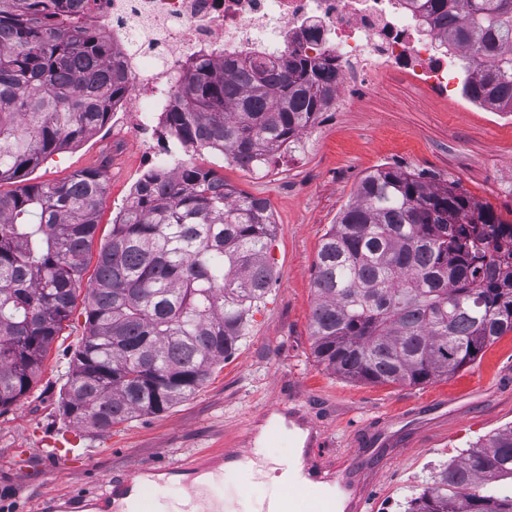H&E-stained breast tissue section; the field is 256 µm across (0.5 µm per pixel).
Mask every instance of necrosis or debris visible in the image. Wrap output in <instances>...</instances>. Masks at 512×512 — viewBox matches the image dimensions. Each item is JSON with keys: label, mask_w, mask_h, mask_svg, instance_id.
Wrapping results in <instances>:
<instances>
[{"label": "necrosis or debris", "mask_w": 512, "mask_h": 512, "mask_svg": "<svg viewBox=\"0 0 512 512\" xmlns=\"http://www.w3.org/2000/svg\"><path fill=\"white\" fill-rule=\"evenodd\" d=\"M78 21L123 61L132 102L118 122L155 155L169 100L204 58H319L336 69L325 107L343 110L378 76L450 93L462 50L441 46L417 0H79Z\"/></svg>", "instance_id": "necrosis-or-debris-1"}]
</instances>
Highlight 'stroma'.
Here are the masks:
<instances>
[{
    "instance_id": "1",
    "label": "stroma",
    "mask_w": 512,
    "mask_h": 512,
    "mask_svg": "<svg viewBox=\"0 0 512 512\" xmlns=\"http://www.w3.org/2000/svg\"><path fill=\"white\" fill-rule=\"evenodd\" d=\"M306 135L303 154L279 157L261 177L206 150L187 156L238 190L267 199L275 225L270 261L276 280L231 356L163 413L104 432L79 430L62 414L63 385L86 328L83 307L75 305L37 384L0 414V512H37L48 490L97 488L135 467L233 447L256 411L275 405L283 392L294 395L337 450H361L383 463L377 512H404L434 469L512 425V333L454 375L420 386L343 379L315 359L310 336L321 239L354 202L365 175L393 167L423 174L438 187L455 181L512 224V117L465 110L454 98L392 78L345 111L320 113ZM151 168L134 134L111 119L23 176L0 182V191L103 170L106 193L94 239L100 245ZM73 435L86 456H51L54 442ZM211 491L231 512H255L284 493L269 475L247 481L233 472Z\"/></svg>"
}]
</instances>
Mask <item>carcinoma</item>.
<instances>
[{
    "label": "carcinoma",
    "instance_id": "carcinoma-1",
    "mask_svg": "<svg viewBox=\"0 0 512 512\" xmlns=\"http://www.w3.org/2000/svg\"><path fill=\"white\" fill-rule=\"evenodd\" d=\"M456 24L448 25L453 6ZM76 0H0V182L100 129L129 96L104 35L69 21ZM441 42L469 53L466 95L512 99V0H422ZM336 84L322 60L198 63L174 97L181 147L267 167ZM106 174L0 194V414L33 387L85 288L86 335L63 415L107 430L195 392L244 334L274 281L267 201L182 165L137 184L83 282ZM512 224L456 182L380 168L323 235L310 330L315 358L352 381L419 385L512 333ZM406 512H512V426L431 473Z\"/></svg>",
    "mask_w": 512,
    "mask_h": 512
}]
</instances>
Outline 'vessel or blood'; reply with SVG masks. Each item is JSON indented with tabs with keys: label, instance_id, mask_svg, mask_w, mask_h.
<instances>
[{
	"label": "vessel or blood",
	"instance_id": "b4317fda",
	"mask_svg": "<svg viewBox=\"0 0 512 512\" xmlns=\"http://www.w3.org/2000/svg\"><path fill=\"white\" fill-rule=\"evenodd\" d=\"M294 398L284 393L280 396L281 405L287 406L286 421L288 426L307 430L302 454L293 456L286 465L288 471L299 477L321 479L323 471H339L348 475L355 483V491L347 503L348 512H375L376 501L374 489L379 479L373 473L370 454L356 451H336L328 437L317 429L310 416L302 410L293 408ZM257 431L247 428L239 437L235 447L225 449L224 453H208L196 457L187 463L165 462L156 466L135 468L118 476L108 484L100 487L97 494L84 493L82 488H73L64 499L46 498L45 504L53 512H83L84 508L93 506L95 499L120 500L124 492L138 488L139 493L131 512H163L160 499L150 491L149 482L156 476L171 475L184 470H198L212 474L214 479H221L225 462L236 463L243 472L257 476L267 467L265 461L253 453ZM178 512H224V504L211 493H197L194 487H187Z\"/></svg>",
	"mask_w": 512,
	"mask_h": 512
}]
</instances>
